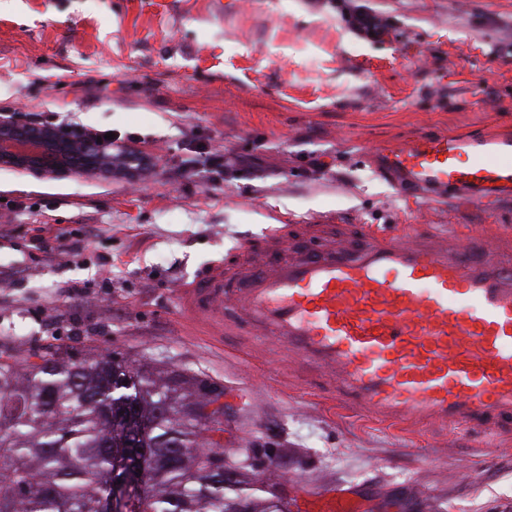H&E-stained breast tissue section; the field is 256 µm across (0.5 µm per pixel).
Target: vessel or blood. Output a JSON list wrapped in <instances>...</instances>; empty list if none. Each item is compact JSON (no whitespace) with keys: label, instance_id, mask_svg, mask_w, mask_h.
<instances>
[{"label":"vessel or blood","instance_id":"obj_1","mask_svg":"<svg viewBox=\"0 0 512 512\" xmlns=\"http://www.w3.org/2000/svg\"><path fill=\"white\" fill-rule=\"evenodd\" d=\"M512 132L420 134L376 148L398 185L512 200ZM464 228L279 224L179 283L181 310L215 333L275 346L319 386L405 429L512 434V235Z\"/></svg>","mask_w":512,"mask_h":512}]
</instances>
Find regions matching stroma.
<instances>
[{"mask_svg":"<svg viewBox=\"0 0 512 512\" xmlns=\"http://www.w3.org/2000/svg\"><path fill=\"white\" fill-rule=\"evenodd\" d=\"M2 112L111 131L153 167L134 185L0 168V360L109 352L222 385L227 447L265 449L295 512L336 489L367 512H512V439L400 434L318 396L316 370L193 333L175 295L273 224L512 225V202L403 192L371 159L512 126V0H0ZM198 152L223 173H184Z\"/></svg>","mask_w":512,"mask_h":512,"instance_id":"35a3bbf8","label":"stroma"}]
</instances>
